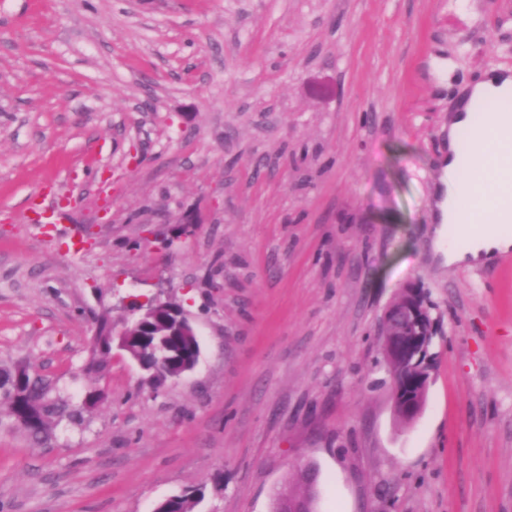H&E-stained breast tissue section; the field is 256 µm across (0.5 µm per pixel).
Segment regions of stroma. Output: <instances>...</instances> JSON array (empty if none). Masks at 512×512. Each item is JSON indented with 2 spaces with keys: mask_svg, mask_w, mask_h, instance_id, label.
I'll return each mask as SVG.
<instances>
[{
  "mask_svg": "<svg viewBox=\"0 0 512 512\" xmlns=\"http://www.w3.org/2000/svg\"><path fill=\"white\" fill-rule=\"evenodd\" d=\"M494 66L512 0H0V360L101 395L49 447L0 427V512L204 481L196 512H271L308 463L317 512H512V259L430 247L448 113ZM408 287L437 328L411 421L377 342ZM160 293L195 368L86 372L96 319Z\"/></svg>",
  "mask_w": 512,
  "mask_h": 512,
  "instance_id": "obj_1",
  "label": "stroma"
}]
</instances>
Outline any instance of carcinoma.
I'll list each match as a JSON object with an SVG mask.
<instances>
[{
    "mask_svg": "<svg viewBox=\"0 0 512 512\" xmlns=\"http://www.w3.org/2000/svg\"><path fill=\"white\" fill-rule=\"evenodd\" d=\"M175 306V302L164 301L149 331L136 326V319H126V327L133 333L128 341L129 354L141 358L147 365L153 358L162 356L169 374L181 371L198 347L192 336L170 335L172 327L166 324L165 315L167 309ZM92 340L89 367L100 372L106 369L112 353V322L98 319ZM98 402V396L90 394L82 404L74 405L60 394L55 382L26 372L19 362H0V424L6 422L23 429L37 445L48 444L53 426L63 421L83 425L85 412ZM209 494L208 485L198 483L159 503L155 512H195V507Z\"/></svg>",
    "mask_w": 512,
    "mask_h": 512,
    "instance_id": "carcinoma-1",
    "label": "carcinoma"
}]
</instances>
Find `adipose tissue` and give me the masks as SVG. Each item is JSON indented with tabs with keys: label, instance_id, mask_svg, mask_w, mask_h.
Instances as JSON below:
<instances>
[{
	"label": "adipose tissue",
	"instance_id": "obj_1",
	"mask_svg": "<svg viewBox=\"0 0 512 512\" xmlns=\"http://www.w3.org/2000/svg\"><path fill=\"white\" fill-rule=\"evenodd\" d=\"M450 129L470 131L471 137L465 152L449 141L442 159L432 251L443 265H474L512 249V211L490 203L486 194L512 168V112H489L478 123L466 107L452 116ZM450 229L459 246L446 247Z\"/></svg>",
	"mask_w": 512,
	"mask_h": 512
}]
</instances>
